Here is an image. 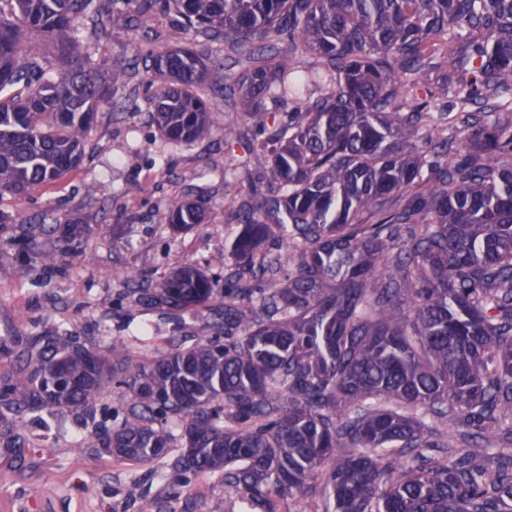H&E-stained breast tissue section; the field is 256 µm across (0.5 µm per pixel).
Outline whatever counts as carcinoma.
<instances>
[{
	"label": "carcinoma",
	"mask_w": 512,
	"mask_h": 512,
	"mask_svg": "<svg viewBox=\"0 0 512 512\" xmlns=\"http://www.w3.org/2000/svg\"><path fill=\"white\" fill-rule=\"evenodd\" d=\"M158 13L179 44L147 40L139 58L166 142L217 132L199 89L221 62L202 45L248 62L231 82L251 127L224 128L242 224L224 287L177 268L138 302L201 318L197 343L149 362L119 337L110 361L53 346L0 405L82 409L86 447L136 463L180 449L174 500L210 472L266 512L297 495L333 512H512V0H0V197L76 169L136 75L90 31ZM205 212L176 202L155 223ZM113 382L133 401L103 427ZM448 421L476 431L426 440Z\"/></svg>",
	"instance_id": "obj_1"
}]
</instances>
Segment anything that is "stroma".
Here are the masks:
<instances>
[{
    "mask_svg": "<svg viewBox=\"0 0 512 512\" xmlns=\"http://www.w3.org/2000/svg\"><path fill=\"white\" fill-rule=\"evenodd\" d=\"M148 33L162 49L176 42L170 19L157 15L144 32L106 30L97 47L130 61ZM211 52L224 61L203 88L216 125H243L238 97L220 92L242 65L226 58L223 44ZM92 184L97 192H89ZM134 184L143 193H129ZM198 199L206 206L204 224L180 230L156 223L157 208ZM240 230L224 201L223 143L163 145L146 95L119 91L114 107L98 110L78 168L27 195L0 198V385L17 383L53 341L106 356L120 336L129 354L145 361L175 351L195 335V322L181 324L138 303L113 270L155 284L186 263L220 275L224 243ZM46 254L53 264L43 263ZM9 421L18 441L10 447L0 435V512H165V487L153 475L158 462L106 452L89 459L79 412L51 425L32 411ZM183 497L193 512H241L236 494L207 472L192 477Z\"/></svg>",
    "mask_w": 512,
    "mask_h": 512,
    "instance_id": "obj_1",
    "label": "stroma"
}]
</instances>
